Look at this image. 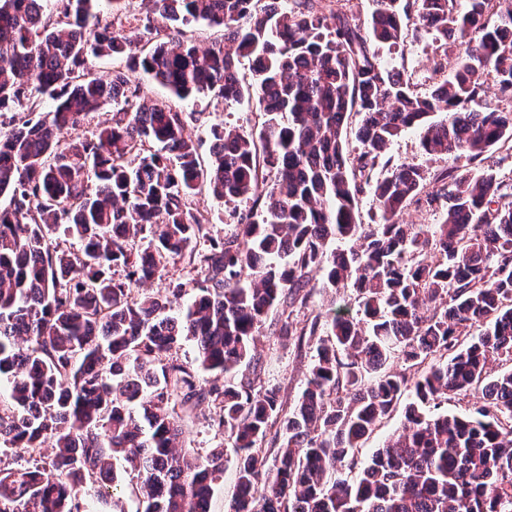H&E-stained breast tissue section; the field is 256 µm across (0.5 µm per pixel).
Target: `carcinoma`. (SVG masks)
I'll list each match as a JSON object with an SVG mask.
<instances>
[{
    "label": "carcinoma",
    "instance_id": "obj_1",
    "mask_svg": "<svg viewBox=\"0 0 512 512\" xmlns=\"http://www.w3.org/2000/svg\"><path fill=\"white\" fill-rule=\"evenodd\" d=\"M100 2L0 0V113L27 112L0 131V512H89L86 488H110L119 464L140 480L136 512H210L229 451L226 512H512V368L493 372L512 360V183L450 166L426 194L431 178L411 163L374 177L413 127L425 153L453 159L512 142V112L482 105L487 73L512 99V0H376L366 31L342 0H149L127 33ZM411 12L418 35L441 44L451 29L465 44L426 93L378 61ZM191 22L224 29V45L184 40ZM100 57L126 69L97 77L88 62ZM241 58L254 63L248 83ZM135 70L182 100L254 95L265 120L257 134L213 125L203 162L181 113L139 96ZM109 106L92 138L61 145ZM263 169L275 174L264 189ZM202 185L253 201L261 220L234 211V236L196 250L211 224L189 204ZM368 189L376 224L358 221ZM439 201L441 224L398 220ZM59 230L77 249L54 243ZM338 240L357 247L330 248ZM185 256L203 277L193 298L179 283L135 291ZM313 271L352 285L358 309L328 321L287 408L279 389L235 375L258 363L256 332L276 305L307 304ZM184 341L194 359L178 363L169 352ZM396 361L420 370L413 386ZM409 389L403 432L359 462ZM450 393L473 397L472 412L439 411ZM202 401L224 433L204 455L182 448L176 411ZM10 448L25 458L6 460Z\"/></svg>",
    "mask_w": 512,
    "mask_h": 512
}]
</instances>
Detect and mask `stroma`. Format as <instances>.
Listing matches in <instances>:
<instances>
[{
    "label": "stroma",
    "instance_id": "35a3bbf8",
    "mask_svg": "<svg viewBox=\"0 0 512 512\" xmlns=\"http://www.w3.org/2000/svg\"><path fill=\"white\" fill-rule=\"evenodd\" d=\"M417 25L416 16L410 15L403 19L404 39L393 49L381 48L380 61L386 66L402 68L406 79H409L418 91L427 92L433 75L430 70L433 58L442 59L445 66H452L460 51L458 42H449L447 49H438L432 40L419 38L414 34ZM132 79L138 84L142 97L163 101L173 110L181 112L185 130L195 141L201 160H208L211 150L209 130L217 123H227L246 130L259 129L264 115L259 110L256 98H246L240 102L223 103L206 97L196 100H179L173 97L169 90L147 75L133 74ZM392 163H414L421 165L432 180L428 182V190H435L434 175L455 166L459 172L474 169L482 165L495 169L499 176L512 182V151L507 148H493L486 152L481 162L475 163L461 157L451 161L444 156H429L420 149L418 131H410L394 142L386 153ZM192 207L208 211L212 218L209 235L221 241L230 237L235 227L227 220L230 210L249 211L251 201L244 200L229 206L216 200L207 189H199L190 199ZM308 288L311 292L307 306L288 305L277 306L268 316L265 323L257 332V355L259 362L249 368H241L240 378L249 380L254 387L274 386L279 388L280 396L287 404H294L304 388L305 375L315 354V341L298 342L296 337L281 336L275 331V326L283 321L298 325L310 322L314 316H328L331 308L344 311L355 310L354 293L352 289L342 288L331 290L325 288L317 273L308 276ZM212 407L208 403H200L192 407L179 409L178 415L183 427L185 447L203 452L220 446L224 441L223 434L210 424Z\"/></svg>",
    "mask_w": 512,
    "mask_h": 512
}]
</instances>
